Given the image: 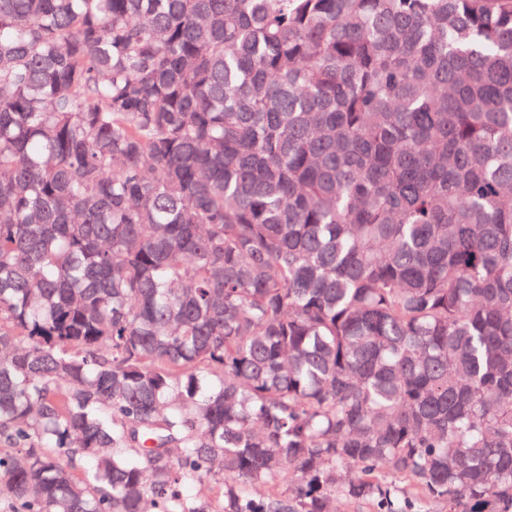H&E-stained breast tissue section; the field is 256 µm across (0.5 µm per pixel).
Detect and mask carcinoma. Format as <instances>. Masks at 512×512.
<instances>
[{
	"label": "carcinoma",
	"instance_id": "cac0c4a2",
	"mask_svg": "<svg viewBox=\"0 0 512 512\" xmlns=\"http://www.w3.org/2000/svg\"><path fill=\"white\" fill-rule=\"evenodd\" d=\"M0 443L11 512H512V0H0Z\"/></svg>",
	"mask_w": 512,
	"mask_h": 512
}]
</instances>
